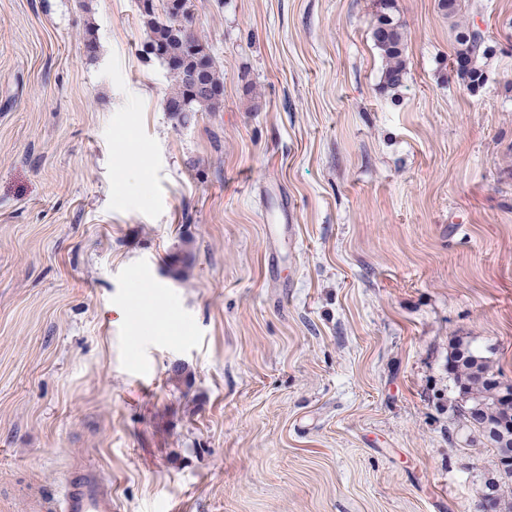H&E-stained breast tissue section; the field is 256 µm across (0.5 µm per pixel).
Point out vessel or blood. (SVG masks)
Masks as SVG:
<instances>
[{"mask_svg":"<svg viewBox=\"0 0 512 512\" xmlns=\"http://www.w3.org/2000/svg\"><path fill=\"white\" fill-rule=\"evenodd\" d=\"M57 512H112V488L94 468L67 474L60 490Z\"/></svg>","mask_w":512,"mask_h":512,"instance_id":"1","label":"vessel or blood"}]
</instances>
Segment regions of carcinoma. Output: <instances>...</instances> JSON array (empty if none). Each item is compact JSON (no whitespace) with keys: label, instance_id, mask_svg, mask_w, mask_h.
Segmentation results:
<instances>
[{"label":"carcinoma","instance_id":"obj_1","mask_svg":"<svg viewBox=\"0 0 512 512\" xmlns=\"http://www.w3.org/2000/svg\"><path fill=\"white\" fill-rule=\"evenodd\" d=\"M151 8L139 13L140 22L147 35L145 52L158 60L169 77L166 99L183 105L182 112H215L224 102V96L195 98L191 95L188 71L197 67L205 70L208 81L216 88H224V73L217 66L210 47L199 38L188 39L185 30L190 22V0H182L179 8L173 0H150ZM396 0H377V22L372 30V40L378 50L383 68L379 90L395 92L404 85L407 75L405 58V32L394 17ZM481 33L475 29L463 31L457 38L455 59L466 62L458 70L461 78L475 92L486 81L484 69L478 59L488 55ZM448 374L453 383L467 388L468 400L458 407L470 430L481 443H489L496 453L502 447L492 428L499 425L506 411L499 406V375L481 351L461 341L457 342L448 357Z\"/></svg>","mask_w":512,"mask_h":512}]
</instances>
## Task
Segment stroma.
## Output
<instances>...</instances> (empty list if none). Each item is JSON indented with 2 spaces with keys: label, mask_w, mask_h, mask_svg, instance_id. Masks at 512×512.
Wrapping results in <instances>:
<instances>
[{
  "label": "stroma",
  "mask_w": 512,
  "mask_h": 512,
  "mask_svg": "<svg viewBox=\"0 0 512 512\" xmlns=\"http://www.w3.org/2000/svg\"><path fill=\"white\" fill-rule=\"evenodd\" d=\"M191 12L224 107L182 125L138 0H0V512L84 464L113 512H475L447 363L512 381V0H397L394 96L376 0ZM396 0H377V22L372 30V40L378 50L383 68L379 90L395 92L404 85L407 75L405 58V32L394 17ZM455 60H464L466 67L458 69L461 78L467 82L471 91L475 92L486 81L484 69L478 64L479 57L488 55L490 49L484 47V39L481 33L475 29L463 31L457 38Z\"/></svg>",
  "instance_id": "1"
}]
</instances>
